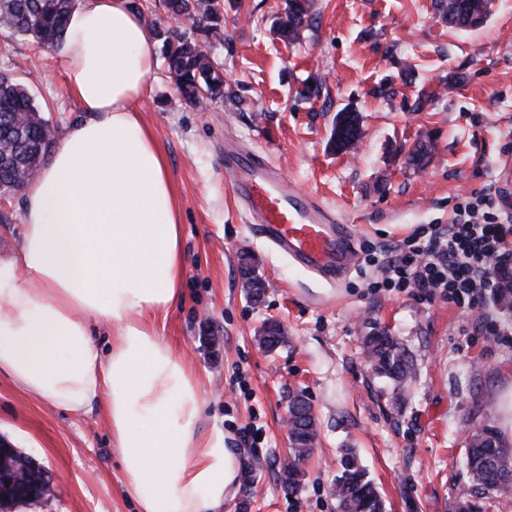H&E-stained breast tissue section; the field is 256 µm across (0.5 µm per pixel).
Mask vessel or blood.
Instances as JSON below:
<instances>
[{
    "label": "vessel or blood",
    "instance_id": "1",
    "mask_svg": "<svg viewBox=\"0 0 512 512\" xmlns=\"http://www.w3.org/2000/svg\"><path fill=\"white\" fill-rule=\"evenodd\" d=\"M224 168L234 178L236 195L256 215L260 238L326 280L338 282L349 273L357 258L350 225L287 183L257 154L225 150Z\"/></svg>",
    "mask_w": 512,
    "mask_h": 512
}]
</instances>
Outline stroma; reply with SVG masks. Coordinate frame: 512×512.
<instances>
[{"instance_id": "stroma-1", "label": "stroma", "mask_w": 512, "mask_h": 512, "mask_svg": "<svg viewBox=\"0 0 512 512\" xmlns=\"http://www.w3.org/2000/svg\"><path fill=\"white\" fill-rule=\"evenodd\" d=\"M224 102L188 106L157 66L138 107L158 142L179 204L182 299L157 330L198 372L202 433L224 432L240 463L235 497L221 512H337L340 452L356 449L387 512H512V493L475 495L463 463L465 434L490 424L512 445L499 401L512 389V345L476 333L447 301L374 293L378 260L411 234L447 229L457 203L494 186L512 197V0H494L487 23L448 28L432 0H314L299 44L272 33L285 0H220ZM42 106L56 134L80 113L57 50L0 30V70ZM310 98H299L304 86ZM361 113L357 148L329 146L342 108ZM429 161L407 163L418 143ZM232 146L280 174L353 225L357 266L335 284L317 279L258 237L224 171ZM266 283L250 302L239 258ZM270 319L286 346L266 351ZM388 330L412 355L416 375L401 405L364 353L370 328ZM304 392L319 440L297 494L278 470L288 453V401ZM0 439L37 459L53 494L14 512H136L123 493L106 414L73 415L42 404L0 375ZM287 330L278 320H268L262 330L260 342L267 350H275L286 344Z\"/></svg>"}]
</instances>
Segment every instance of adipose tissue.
<instances>
[{
	"label": "adipose tissue",
	"instance_id": "obj_1",
	"mask_svg": "<svg viewBox=\"0 0 512 512\" xmlns=\"http://www.w3.org/2000/svg\"><path fill=\"white\" fill-rule=\"evenodd\" d=\"M61 54L82 116L25 188L20 249L0 258V373L48 406L106 413L138 512H219L238 456L200 432V378L156 328L184 274L174 189L135 107L156 42L129 0H76Z\"/></svg>",
	"mask_w": 512,
	"mask_h": 512
}]
</instances>
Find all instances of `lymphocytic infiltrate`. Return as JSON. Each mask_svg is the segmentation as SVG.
Returning a JSON list of instances; mask_svg holds the SVG:
<instances>
[{
  "mask_svg": "<svg viewBox=\"0 0 512 512\" xmlns=\"http://www.w3.org/2000/svg\"><path fill=\"white\" fill-rule=\"evenodd\" d=\"M511 258L512 213L482 191L458 204L446 231L405 241L384 264L379 286L425 301L442 297L473 315L474 331L497 336L499 326L481 313L483 293L497 285V264Z\"/></svg>",
  "mask_w": 512,
  "mask_h": 512,
  "instance_id": "obj_1",
  "label": "lymphocytic infiltrate"
}]
</instances>
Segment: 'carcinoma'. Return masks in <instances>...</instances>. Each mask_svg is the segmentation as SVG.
Wrapping results in <instances>:
<instances>
[{"mask_svg": "<svg viewBox=\"0 0 512 512\" xmlns=\"http://www.w3.org/2000/svg\"><path fill=\"white\" fill-rule=\"evenodd\" d=\"M75 0H0V29L42 48L62 43L66 17ZM492 0H435V16L452 29L470 31L469 18L488 19ZM311 0H286L276 17L273 33L282 41H301L310 28ZM165 16L151 21V32L161 43L164 67L175 91L190 106L206 108L224 100L223 66L213 56L214 42L224 28V12L216 0H164ZM189 20L192 31L179 30L177 23ZM360 113L342 109L336 113L330 142L338 151L355 147L361 135ZM53 133L28 90L7 71L0 70V194L23 190L31 175L40 172L51 151ZM240 274L248 299L262 300L264 283L251 257H243ZM287 330L278 320L265 323L260 342L268 350L286 344ZM365 353L373 369L393 385L394 404H399L406 384L413 378L412 357L386 331L365 338ZM288 460L281 467V484L288 495L301 487V466L310 459L319 432L308 399L301 393L288 403ZM467 465L481 495L512 491V448L490 424L469 429ZM333 495L339 512H385V503L367 469L355 452L347 448L340 459Z\"/></svg>", "mask_w": 512, "mask_h": 512, "instance_id": "cac0c4a2", "label": "carcinoma"}]
</instances>
